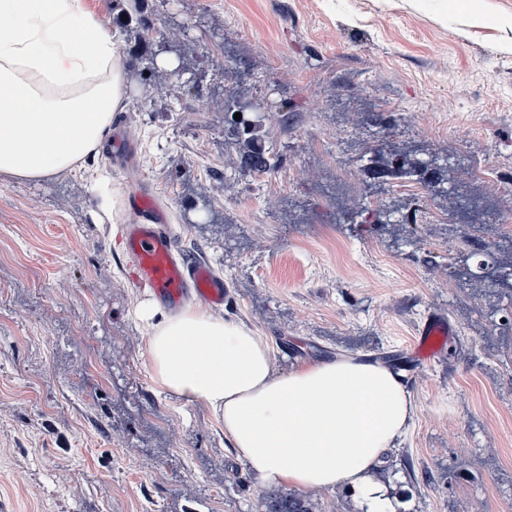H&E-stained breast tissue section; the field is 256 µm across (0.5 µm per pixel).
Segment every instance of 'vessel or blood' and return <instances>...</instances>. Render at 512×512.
<instances>
[{"instance_id": "vessel-or-blood-1", "label": "vessel or blood", "mask_w": 512, "mask_h": 512, "mask_svg": "<svg viewBox=\"0 0 512 512\" xmlns=\"http://www.w3.org/2000/svg\"><path fill=\"white\" fill-rule=\"evenodd\" d=\"M130 218L123 226L125 271L132 284L148 291L167 310L198 299L223 309L234 296L223 278L206 264L183 257L168 224L164 207L143 187L129 197ZM458 329L441 310L428 311L402 349L403 372L416 380L427 366L447 356Z\"/></svg>"}]
</instances>
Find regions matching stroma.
<instances>
[{
	"mask_svg": "<svg viewBox=\"0 0 512 512\" xmlns=\"http://www.w3.org/2000/svg\"><path fill=\"white\" fill-rule=\"evenodd\" d=\"M84 2L122 38L113 117L136 159L0 175V512H267L290 491L254 478L206 402L154 380L121 252L135 182L223 275L236 303L217 319L265 338L274 373L393 356L444 309L458 346L410 385V428L372 478L404 512H512V292L449 287L475 232L406 218L451 206L475 157L499 185L481 207L512 218V0ZM165 45L178 70L144 72ZM228 92L258 104L279 166L243 160ZM402 156L430 162L417 196L389 172Z\"/></svg>",
	"mask_w": 512,
	"mask_h": 512,
	"instance_id": "obj_1",
	"label": "stroma"
}]
</instances>
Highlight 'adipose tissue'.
<instances>
[{
  "instance_id": "ef3b65f1",
  "label": "adipose tissue",
  "mask_w": 512,
  "mask_h": 512,
  "mask_svg": "<svg viewBox=\"0 0 512 512\" xmlns=\"http://www.w3.org/2000/svg\"><path fill=\"white\" fill-rule=\"evenodd\" d=\"M115 33L82 0H0V174L37 180L95 150L125 93ZM149 324L155 381L207 402L264 484L357 492L363 512H396L370 478L406 432L411 395L389 369L357 357L274 374L252 330L187 310Z\"/></svg>"
}]
</instances>
